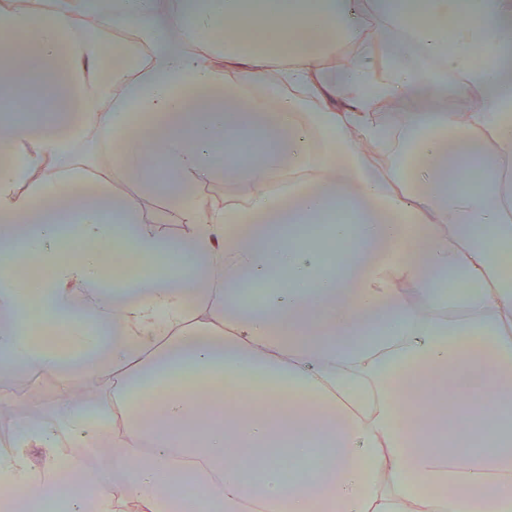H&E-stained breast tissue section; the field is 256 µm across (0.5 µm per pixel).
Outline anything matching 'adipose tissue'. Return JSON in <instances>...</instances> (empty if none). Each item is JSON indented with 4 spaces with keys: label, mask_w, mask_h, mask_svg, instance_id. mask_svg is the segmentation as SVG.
<instances>
[{
    "label": "adipose tissue",
    "mask_w": 512,
    "mask_h": 512,
    "mask_svg": "<svg viewBox=\"0 0 512 512\" xmlns=\"http://www.w3.org/2000/svg\"><path fill=\"white\" fill-rule=\"evenodd\" d=\"M408 2L402 14L370 0L369 39L355 0H61L40 21L6 9L0 103L36 91L50 116L8 119L0 136V355L62 384L113 372L124 425L91 424L77 399L62 410L101 460L72 512H112V482L139 512H168L182 497L177 454L196 466L195 512H475L490 495L512 512V420L484 422L512 410V274L499 264L512 249V0ZM82 11L135 24L148 62L103 77L97 43H74ZM183 23L223 32L222 46L188 55L172 34ZM347 39L352 65L329 69ZM413 48L434 76L407 67ZM247 87L265 93L248 100ZM399 98L415 109L396 134L379 107ZM91 128L121 144L135 188L122 202L108 175L57 191L84 182L64 151ZM230 134L258 138V163L227 171ZM360 138L380 164L363 163ZM470 166L478 184L461 180ZM299 171L307 189L270 196ZM223 177L247 208L208 209L197 190ZM154 196L167 207L144 219ZM159 223L191 230L171 239ZM304 224L322 230L299 235ZM17 250L43 271L44 317L68 326L70 353L33 347ZM116 252L139 272L107 290L102 261ZM261 277V304L244 306L240 288ZM446 277L467 291L443 293ZM224 380L236 395L209 392L199 415L196 389ZM16 430L0 484L42 512L72 471L41 408ZM278 444L304 462L321 454L320 472L286 479Z\"/></svg>",
    "instance_id": "ef3b65f1"
}]
</instances>
